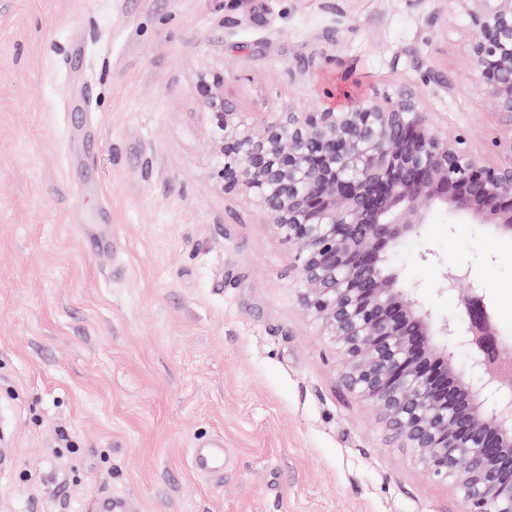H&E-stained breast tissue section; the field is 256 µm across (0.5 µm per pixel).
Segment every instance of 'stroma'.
Listing matches in <instances>:
<instances>
[{
	"label": "stroma",
	"instance_id": "1",
	"mask_svg": "<svg viewBox=\"0 0 512 512\" xmlns=\"http://www.w3.org/2000/svg\"><path fill=\"white\" fill-rule=\"evenodd\" d=\"M446 0H0V512H461L301 304L294 257L225 193L198 76L251 119L411 89L507 160ZM106 239L109 250H92ZM442 318L449 264L512 339V238L436 211L392 257ZM223 439L224 472L192 466ZM94 512H133L129 501L115 492H103L97 498Z\"/></svg>",
	"mask_w": 512,
	"mask_h": 512
}]
</instances>
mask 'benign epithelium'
I'll return each instance as SVG.
<instances>
[{"label":"benign epithelium","instance_id":"1","mask_svg":"<svg viewBox=\"0 0 512 512\" xmlns=\"http://www.w3.org/2000/svg\"><path fill=\"white\" fill-rule=\"evenodd\" d=\"M475 28L477 79L512 118V0H448ZM224 192L243 194L292 250L302 303L343 352L347 387L372 406L461 512H512V341L468 274L442 290L461 315L440 319L402 282L391 256L435 209L512 238V157L489 165L451 140L413 91L376 93L350 108L290 105L250 123L203 75ZM466 350L470 377L454 349Z\"/></svg>","mask_w":512,"mask_h":512}]
</instances>
